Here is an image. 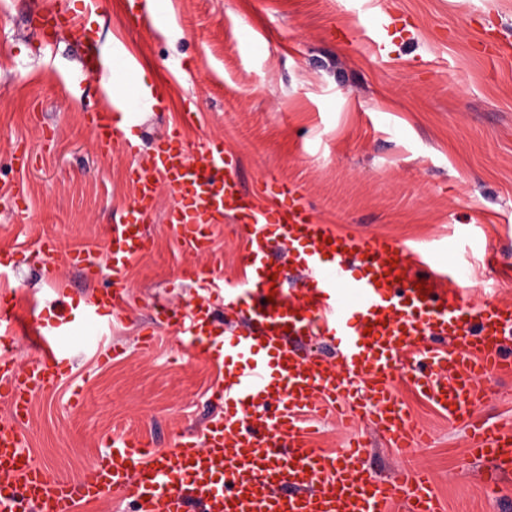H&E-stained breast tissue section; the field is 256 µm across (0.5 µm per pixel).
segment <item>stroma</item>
<instances>
[{
    "instance_id": "35a3bbf8",
    "label": "stroma",
    "mask_w": 512,
    "mask_h": 512,
    "mask_svg": "<svg viewBox=\"0 0 512 512\" xmlns=\"http://www.w3.org/2000/svg\"><path fill=\"white\" fill-rule=\"evenodd\" d=\"M370 0H162L160 29L127 21L130 0H6L0 6V247L25 254L0 287L30 309L53 317L52 290L37 254L42 238L59 253L99 244L112 218L132 201L130 158L103 154L84 114L102 104L107 56L86 78L83 56L123 38L140 59L149 87L165 86L168 107L145 113L143 145L179 120L186 100L196 118L186 126L191 148L217 138L237 158L245 190L284 181L314 217L339 233L374 234L403 248L429 246L443 265L467 273V296L512 304V281L494 282L487 252L512 270V56L489 55L497 37H512V0H380L396 20L389 55L378 54L364 30ZM34 9L100 19L96 44L81 31L54 45L25 24ZM29 154L26 169L13 160ZM28 197L16 209L17 192ZM161 192L147 222L153 246L135 262L125 287L132 305L112 320V333L75 342L70 362L50 390L35 393L25 423L29 451L54 478L86 476L106 437L133 433L158 448L200 430L219 407V371L187 358L180 336L157 316L197 291L184 266L219 261L234 277L245 243L232 218L215 225L213 255H191L164 222L171 204ZM157 333L154 349L140 338ZM116 349L98 365L97 347ZM408 361L395 384L423 448L388 447L368 424L317 420L316 448L339 451L349 436L372 443L369 464L391 480L422 468L446 512H512V474L487 496L488 462L467 453V424L448 422L412 388ZM478 420L512 424V377L483 380ZM81 390L80 405L71 393Z\"/></svg>"
}]
</instances>
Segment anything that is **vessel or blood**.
Returning <instances> with one entry per match:
<instances>
[{"mask_svg": "<svg viewBox=\"0 0 512 512\" xmlns=\"http://www.w3.org/2000/svg\"><path fill=\"white\" fill-rule=\"evenodd\" d=\"M64 12L37 11L30 24L43 39L74 27ZM135 112L110 105L88 113L86 123L101 151L133 156L128 179L133 200L110 224L102 246L79 245L65 263L103 287L75 308L56 267L53 239L40 242L43 269L61 310L57 321L34 320L15 306H0V399L10 407L0 420V512H80L104 497L133 499L138 512H444L431 480L406 472L393 483L366 466L369 441L355 439L339 454L313 448V414L335 411L366 419L394 448L413 450L421 433L393 388L404 354L421 372L415 390L449 421L471 416L482 399L480 382L511 376L512 306L486 299L464 306V278L440 264L426 247L401 250L385 238L340 234L316 220L300 195L281 185L282 199L259 205L234 174L237 159L222 140L208 139L193 155L176 124L159 138L148 159L137 160L124 139ZM175 204L165 220L181 247L196 255L213 250V227L233 218L245 241L241 274L227 279L211 267L184 268V280L225 307H246L253 331L216 344L208 305L193 302L167 320L193 355L224 364L218 396L224 411L201 431L157 448L134 434L112 437V452L98 457L89 476L55 479L37 466L23 425L33 393L55 385L67 366L65 336L73 320L106 332V319L130 296L124 283L131 263L151 247L145 223L161 189ZM288 247L306 273L301 303L284 288V266L269 259ZM28 337L37 362L18 366L10 345ZM303 336L336 339V364L303 355ZM470 452L512 473V426L473 425Z\"/></svg>", "mask_w": 512, "mask_h": 512, "instance_id": "obj_1", "label": "vessel or blood"}]
</instances>
